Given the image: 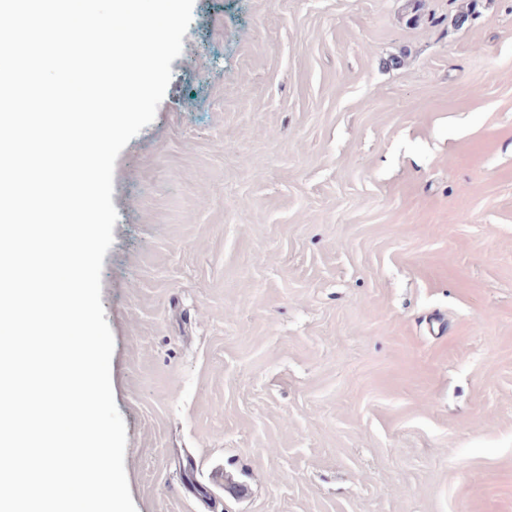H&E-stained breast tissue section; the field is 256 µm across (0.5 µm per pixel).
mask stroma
Returning <instances> with one entry per match:
<instances>
[{"label":"stroma","instance_id":"stroma-1","mask_svg":"<svg viewBox=\"0 0 512 512\" xmlns=\"http://www.w3.org/2000/svg\"><path fill=\"white\" fill-rule=\"evenodd\" d=\"M171 70L101 276L136 512H512V0H194Z\"/></svg>","mask_w":512,"mask_h":512}]
</instances>
